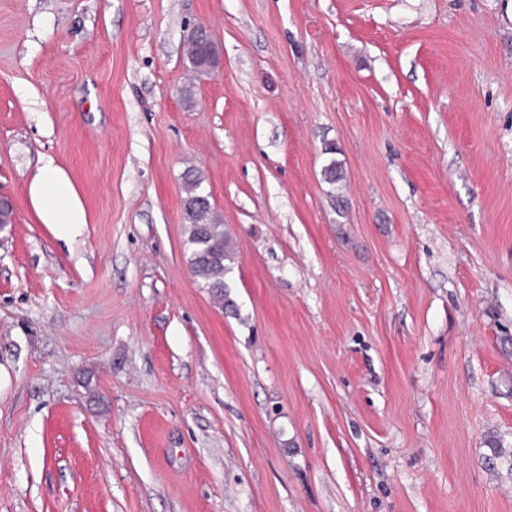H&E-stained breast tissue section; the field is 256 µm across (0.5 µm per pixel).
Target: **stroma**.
Returning a JSON list of instances; mask_svg holds the SVG:
<instances>
[{
	"label": "stroma",
	"instance_id": "35a3bbf8",
	"mask_svg": "<svg viewBox=\"0 0 512 512\" xmlns=\"http://www.w3.org/2000/svg\"><path fill=\"white\" fill-rule=\"evenodd\" d=\"M0 195V512H512V0H0ZM189 32L206 35H194L188 33L184 39V58L187 66L198 75H208L205 64L211 57L220 55L219 45L208 36L211 31L205 24H194ZM208 35V36H207ZM30 203L43 224H56L61 234L87 224L84 206L69 177L52 159L43 160L29 186ZM182 208L187 223L186 245L194 275L208 288L213 298L229 304L224 281L226 261L233 259L230 239L224 233L221 217L213 210L210 194L202 188V179L188 171L185 175Z\"/></svg>",
	"mask_w": 512,
	"mask_h": 512
}]
</instances>
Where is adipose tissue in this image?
Returning <instances> with one entry per match:
<instances>
[{
	"instance_id": "ef3b65f1",
	"label": "adipose tissue",
	"mask_w": 512,
	"mask_h": 512,
	"mask_svg": "<svg viewBox=\"0 0 512 512\" xmlns=\"http://www.w3.org/2000/svg\"><path fill=\"white\" fill-rule=\"evenodd\" d=\"M29 197L40 221L56 225L60 233L75 231L87 222L86 211L69 177L52 159H44L30 183Z\"/></svg>"
}]
</instances>
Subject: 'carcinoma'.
Wrapping results in <instances>:
<instances>
[{
	"instance_id": "obj_1",
	"label": "carcinoma",
	"mask_w": 512,
	"mask_h": 512,
	"mask_svg": "<svg viewBox=\"0 0 512 512\" xmlns=\"http://www.w3.org/2000/svg\"><path fill=\"white\" fill-rule=\"evenodd\" d=\"M219 55V45L208 36L186 35L184 58L187 66L196 74H207L205 64ZM182 208L191 269L214 299L226 303L228 285L224 281V274L226 262L233 259L230 239L224 233L221 217L211 206L210 194L202 188V179L190 171L185 175Z\"/></svg>"
}]
</instances>
